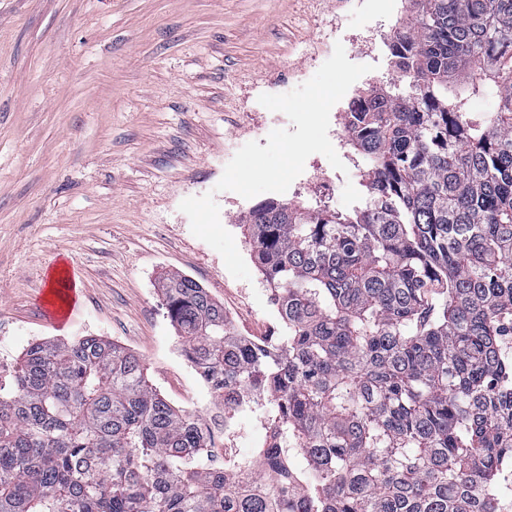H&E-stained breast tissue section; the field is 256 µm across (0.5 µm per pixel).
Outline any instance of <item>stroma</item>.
<instances>
[{"label": "stroma", "mask_w": 512, "mask_h": 512, "mask_svg": "<svg viewBox=\"0 0 512 512\" xmlns=\"http://www.w3.org/2000/svg\"><path fill=\"white\" fill-rule=\"evenodd\" d=\"M406 0H0V352L19 361L26 337L102 336L136 353L154 388L183 410L215 404L188 371L159 290L187 275L221 303L237 335H284L251 258L241 217L291 193H214L250 280L191 231L179 205L214 192L246 143L290 128L256 108L254 86L315 74L335 44L370 36L375 68L361 88L395 76L388 45ZM339 18V32L321 18ZM334 171L330 208L366 193L356 154ZM76 269L70 323L40 315L37 294L59 261Z\"/></svg>", "instance_id": "1"}]
</instances>
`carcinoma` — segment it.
Here are the masks:
<instances>
[{
	"instance_id": "cac0c4a2",
	"label": "carcinoma",
	"mask_w": 512,
	"mask_h": 512,
	"mask_svg": "<svg viewBox=\"0 0 512 512\" xmlns=\"http://www.w3.org/2000/svg\"><path fill=\"white\" fill-rule=\"evenodd\" d=\"M397 82L344 131L348 213L266 202L241 220L285 335L234 334L164 276L184 354L270 426L255 464L216 445L102 336L46 339L0 397V512H498L512 466V0H410ZM492 95L494 112L467 97Z\"/></svg>"
}]
</instances>
